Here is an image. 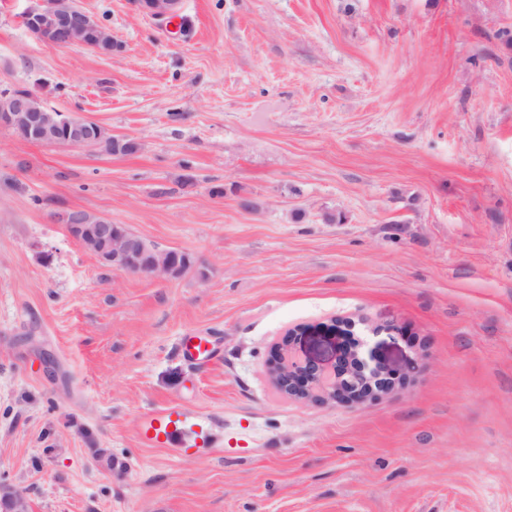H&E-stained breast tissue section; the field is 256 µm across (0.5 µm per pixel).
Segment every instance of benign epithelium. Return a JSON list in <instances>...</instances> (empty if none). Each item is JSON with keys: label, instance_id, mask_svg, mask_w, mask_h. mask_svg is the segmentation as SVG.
<instances>
[{"label": "benign epithelium", "instance_id": "benign-epithelium-1", "mask_svg": "<svg viewBox=\"0 0 512 512\" xmlns=\"http://www.w3.org/2000/svg\"><path fill=\"white\" fill-rule=\"evenodd\" d=\"M139 9L155 17H172L179 0H136ZM25 28L38 40L53 46L90 47L86 35L98 33L99 52L112 51V35L96 17L81 8L77 0H37L21 15ZM8 107L0 112V127L11 130L24 141L40 144L101 148V126L96 122L60 112L25 90L10 88L4 94ZM68 234L116 272L144 274L175 279L188 264V255L160 249L121 230L112 220L88 216L74 210L55 216ZM376 334L365 319L351 317L337 321L335 327L350 337L325 365L298 354L296 344L303 328L289 329L276 343L268 371L278 392L285 398L304 404L338 406L364 405L394 393L398 383L387 365L378 360L366 343L356 338L357 326ZM0 512H29V503L18 489L0 483Z\"/></svg>", "mask_w": 512, "mask_h": 512}]
</instances>
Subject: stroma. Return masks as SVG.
<instances>
[{
  "label": "stroma",
  "instance_id": "35a3bbf8",
  "mask_svg": "<svg viewBox=\"0 0 512 512\" xmlns=\"http://www.w3.org/2000/svg\"><path fill=\"white\" fill-rule=\"evenodd\" d=\"M78 2L111 53L0 0V82L138 149L0 128V483L30 512H512V0ZM69 209L197 268L114 272ZM339 317L380 327L406 389L275 390L272 345L299 326L332 364ZM172 404L206 452L142 444ZM139 9L155 17H173L179 0H136ZM183 356L194 363H203L210 359L212 345L205 336H184L180 341Z\"/></svg>",
  "mask_w": 512,
  "mask_h": 512
}]
</instances>
